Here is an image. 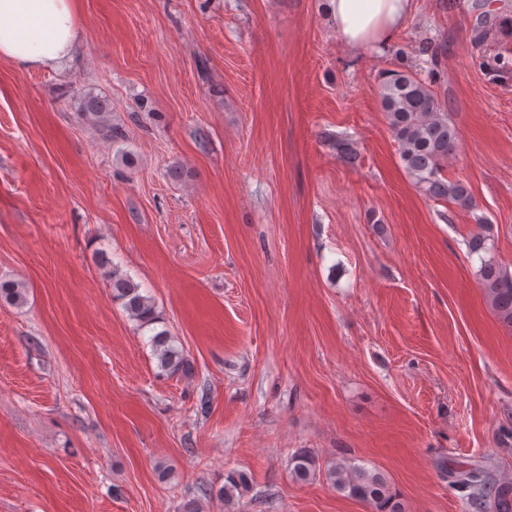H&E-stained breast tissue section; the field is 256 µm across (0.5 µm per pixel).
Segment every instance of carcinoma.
Returning a JSON list of instances; mask_svg holds the SVG:
<instances>
[{"label":"carcinoma","mask_w":512,"mask_h":512,"mask_svg":"<svg viewBox=\"0 0 512 512\" xmlns=\"http://www.w3.org/2000/svg\"><path fill=\"white\" fill-rule=\"evenodd\" d=\"M430 64L427 80L410 70L388 73L379 88L381 108L398 144L400 160L417 187L433 200L469 208L472 197L468 187L449 180L444 174V163L460 149L461 139L433 90L439 75L438 60L432 59ZM76 111L110 140L116 142L123 138L122 130L112 125L109 104L94 92L79 95ZM468 250L478 256L480 265L476 276L493 310L504 325L512 328V270L492 256L493 244L487 234L471 237ZM110 280L113 299L121 303L132 319L143 325L156 322L155 304L141 292L140 284L116 267L110 271ZM0 297L17 304L25 300V292L18 283H0ZM151 345L162 372L175 375L186 371L183 354L168 331L156 333ZM290 465L293 476L300 481L309 480L316 469L315 458L304 449L291 455ZM325 477L338 491L374 506L377 512H404L389 481L376 470L343 459L327 466ZM448 478L453 485L468 491L470 508L478 512H512V480L496 481L485 467L475 464L448 469ZM248 489L247 475L232 474L220 495L229 501L243 496Z\"/></svg>","instance_id":"1"}]
</instances>
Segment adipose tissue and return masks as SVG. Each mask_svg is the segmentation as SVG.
Masks as SVG:
<instances>
[{
    "label": "adipose tissue",
    "mask_w": 512,
    "mask_h": 512,
    "mask_svg": "<svg viewBox=\"0 0 512 512\" xmlns=\"http://www.w3.org/2000/svg\"><path fill=\"white\" fill-rule=\"evenodd\" d=\"M325 8L345 49L364 55L389 45L412 0H326ZM82 37L76 0H0V58L18 69L73 59Z\"/></svg>",
    "instance_id": "1"
}]
</instances>
